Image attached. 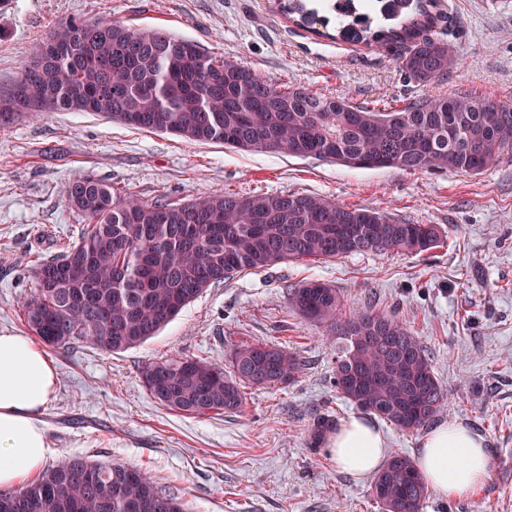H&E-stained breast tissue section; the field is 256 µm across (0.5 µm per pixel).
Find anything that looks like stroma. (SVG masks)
I'll list each match as a JSON object with an SVG mask.
<instances>
[{
    "instance_id": "stroma-1",
    "label": "stroma",
    "mask_w": 512,
    "mask_h": 512,
    "mask_svg": "<svg viewBox=\"0 0 512 512\" xmlns=\"http://www.w3.org/2000/svg\"><path fill=\"white\" fill-rule=\"evenodd\" d=\"M71 19L160 27L230 55L276 84L342 94L356 105L413 99L390 45L331 40L275 12L271 0H0V90L24 55ZM436 31L457 49L440 90L464 87L512 105V0H439ZM85 172L145 201L227 189L320 195L411 224H436L448 244L422 254L307 258L245 271L208 288L157 336L111 354L79 342L46 349L58 376L40 418L47 464L70 456L136 467L189 512H380L370 477L341 473L309 433L325 416L355 415L333 385L336 344L294 313L289 288H337L344 312L395 315L423 343L448 392L440 422L482 438L484 484L466 499L431 495L424 512H512V159L462 172L359 169L135 130L91 112H51L0 129V332L26 335L18 302L35 289L29 254L82 235L65 183ZM271 342L305 369L293 384L245 387L236 413L188 417L160 405L142 371L170 358L228 367L236 345Z\"/></svg>"
}]
</instances>
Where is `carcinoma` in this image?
Wrapping results in <instances>:
<instances>
[{
    "label": "carcinoma",
    "instance_id": "cac0c4a2",
    "mask_svg": "<svg viewBox=\"0 0 512 512\" xmlns=\"http://www.w3.org/2000/svg\"><path fill=\"white\" fill-rule=\"evenodd\" d=\"M278 13L317 36L359 44H400L398 65L418 86L448 76L452 43L433 30L437 0H391L383 15L331 17L310 0H274ZM92 111L139 130L167 126L189 142L363 168L454 170L472 175L512 155V106L466 90L429 94L404 106L371 108L344 96L269 82L231 56H214L162 28L120 20L72 19L23 60L0 91V126L20 115ZM65 203L87 220L78 242L35 260V291L20 312L51 349L75 340L111 353L155 336L205 289L243 270L306 258L419 254L447 242L435 224L395 221L375 208H350L317 195L224 192L183 203L143 201L92 173L65 187ZM53 275L54 287L45 285ZM301 318L328 326L338 341L336 393L404 432L432 423L448 403L426 348L407 325L371 307L345 314L336 289L317 282L290 290ZM301 358L258 341L234 348L229 370L200 359L155 361L143 370L149 393L190 417L236 412L242 387L295 382ZM383 512H424L428 485L404 452L374 475ZM0 512H188L186 503L140 469L67 457L15 489H0Z\"/></svg>",
    "mask_w": 512,
    "mask_h": 512
}]
</instances>
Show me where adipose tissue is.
<instances>
[{"label": "adipose tissue", "instance_id": "ef3b65f1", "mask_svg": "<svg viewBox=\"0 0 512 512\" xmlns=\"http://www.w3.org/2000/svg\"><path fill=\"white\" fill-rule=\"evenodd\" d=\"M56 384L40 347L27 337L0 333V488H14L42 471L48 444L38 415ZM385 448L379 429L359 415L346 419L330 440L337 468L357 477L380 468ZM416 468L439 496L466 498L487 479L489 459L481 439L447 423L423 439Z\"/></svg>", "mask_w": 512, "mask_h": 512}]
</instances>
